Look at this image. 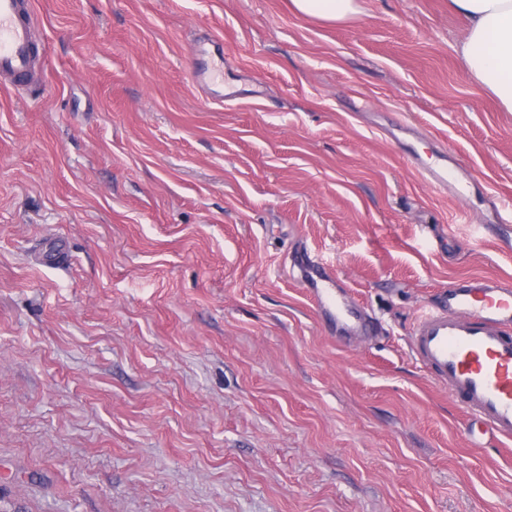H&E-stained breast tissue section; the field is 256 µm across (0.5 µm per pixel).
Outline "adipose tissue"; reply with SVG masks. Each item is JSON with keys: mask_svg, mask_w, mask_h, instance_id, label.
<instances>
[{"mask_svg": "<svg viewBox=\"0 0 512 512\" xmlns=\"http://www.w3.org/2000/svg\"><path fill=\"white\" fill-rule=\"evenodd\" d=\"M295 11L325 22L361 12L359 0H291ZM467 22L459 53L469 73L512 111V0H450Z\"/></svg>", "mask_w": 512, "mask_h": 512, "instance_id": "ef3b65f1", "label": "adipose tissue"}]
</instances>
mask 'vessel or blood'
Wrapping results in <instances>:
<instances>
[{
  "label": "vessel or blood",
  "instance_id": "vessel-or-blood-1",
  "mask_svg": "<svg viewBox=\"0 0 512 512\" xmlns=\"http://www.w3.org/2000/svg\"><path fill=\"white\" fill-rule=\"evenodd\" d=\"M37 21L32 0H0V78L10 90L35 92L44 84L34 39ZM423 173L437 190L448 192L453 173L447 155ZM290 265L317 314L331 322L337 336L368 334L365 312L348 298L330 267L306 252L291 256ZM410 347L471 423L485 426L500 444H512L511 277L456 278L420 314Z\"/></svg>",
  "mask_w": 512,
  "mask_h": 512
}]
</instances>
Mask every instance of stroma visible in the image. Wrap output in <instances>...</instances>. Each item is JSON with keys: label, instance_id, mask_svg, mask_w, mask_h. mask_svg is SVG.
<instances>
[{"label": "stroma", "instance_id": "35a3bbf8", "mask_svg": "<svg viewBox=\"0 0 512 512\" xmlns=\"http://www.w3.org/2000/svg\"><path fill=\"white\" fill-rule=\"evenodd\" d=\"M360 4L35 0L48 80L0 95V512H512V448L409 345L455 278L512 277V112L448 0ZM443 151L464 194L411 162ZM294 10L325 22H345L362 12L358 0H291ZM290 265L297 270L317 314L331 322L336 336H343L347 342L368 334L370 325L365 312L348 298L330 267L312 258L307 250L292 255Z\"/></svg>", "mask_w": 512, "mask_h": 512}]
</instances>
